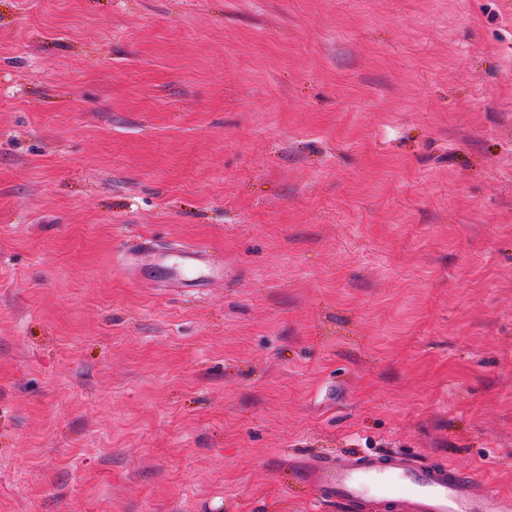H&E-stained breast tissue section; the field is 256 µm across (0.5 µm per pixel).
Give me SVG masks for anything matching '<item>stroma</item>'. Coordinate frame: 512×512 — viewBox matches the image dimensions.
<instances>
[{
	"label": "stroma",
	"mask_w": 512,
	"mask_h": 512,
	"mask_svg": "<svg viewBox=\"0 0 512 512\" xmlns=\"http://www.w3.org/2000/svg\"><path fill=\"white\" fill-rule=\"evenodd\" d=\"M354 451L512 494V0H0V512H339ZM141 257L151 261L147 265L155 267L156 277L159 282L175 286L177 288H201L209 277L212 276L215 266V256L203 245L194 244L181 246L177 249L175 258L177 262L169 264V257L151 250L147 242L143 244ZM147 262V261H146ZM187 267L196 272L195 278L186 280L180 275V268Z\"/></svg>",
	"instance_id": "stroma-1"
}]
</instances>
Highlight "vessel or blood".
Wrapping results in <instances>:
<instances>
[{
	"label": "vessel or blood",
	"mask_w": 512,
	"mask_h": 512,
	"mask_svg": "<svg viewBox=\"0 0 512 512\" xmlns=\"http://www.w3.org/2000/svg\"><path fill=\"white\" fill-rule=\"evenodd\" d=\"M159 282L204 286L216 259L203 245L181 246L175 258L143 247ZM316 500L345 512H512V495L489 492L473 475L416 462L398 452H356L341 461L312 457L302 465Z\"/></svg>",
	"instance_id": "vessel-or-blood-1"
}]
</instances>
